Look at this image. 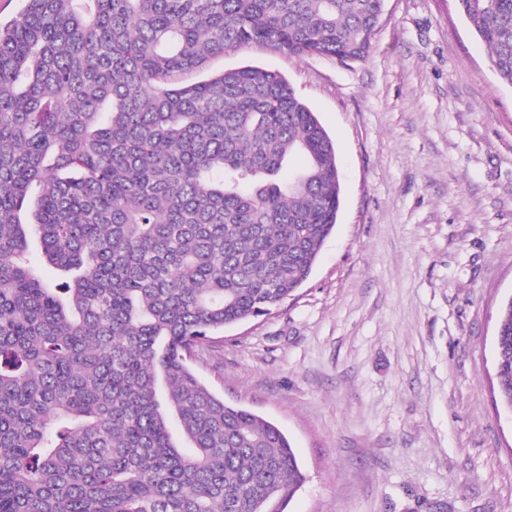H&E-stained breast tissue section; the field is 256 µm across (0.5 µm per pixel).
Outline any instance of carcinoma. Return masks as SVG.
<instances>
[{
  "label": "carcinoma",
  "mask_w": 512,
  "mask_h": 512,
  "mask_svg": "<svg viewBox=\"0 0 512 512\" xmlns=\"http://www.w3.org/2000/svg\"><path fill=\"white\" fill-rule=\"evenodd\" d=\"M23 2L0 25V512H286L288 438L190 359L310 277L336 147L277 72L181 77L252 44L362 60L386 0ZM455 2L512 85V0ZM496 352L509 409L512 299Z\"/></svg>",
  "instance_id": "obj_1"
}]
</instances>
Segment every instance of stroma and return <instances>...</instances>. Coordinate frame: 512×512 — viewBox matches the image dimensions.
<instances>
[{
	"label": "stroma",
	"instance_id": "1",
	"mask_svg": "<svg viewBox=\"0 0 512 512\" xmlns=\"http://www.w3.org/2000/svg\"><path fill=\"white\" fill-rule=\"evenodd\" d=\"M283 75L336 146L342 208L309 279L192 358L308 475L287 512H512L494 399L512 299V87L455 0H387L368 56L248 46L186 75Z\"/></svg>",
	"mask_w": 512,
	"mask_h": 512
}]
</instances>
